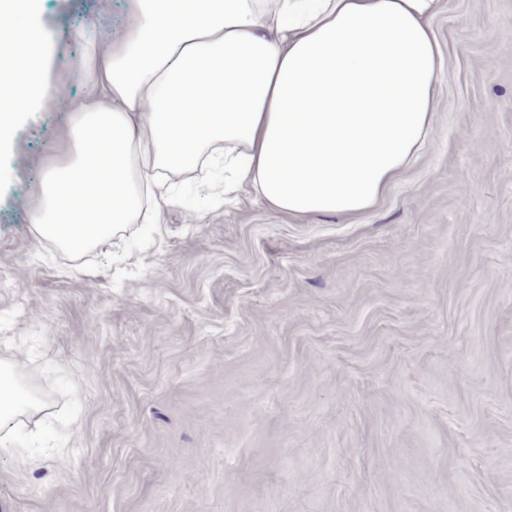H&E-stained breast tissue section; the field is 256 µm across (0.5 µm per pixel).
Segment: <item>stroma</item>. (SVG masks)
I'll return each mask as SVG.
<instances>
[{
    "label": "stroma",
    "mask_w": 512,
    "mask_h": 512,
    "mask_svg": "<svg viewBox=\"0 0 512 512\" xmlns=\"http://www.w3.org/2000/svg\"><path fill=\"white\" fill-rule=\"evenodd\" d=\"M48 0L50 80L92 23ZM419 158L375 207L272 215L180 176L157 224L89 256L29 213L69 113L0 153V362L47 410L0 447V512H512V0H446ZM36 449V462L20 463Z\"/></svg>",
    "instance_id": "stroma-1"
}]
</instances>
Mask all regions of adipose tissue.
<instances>
[{"instance_id": "obj_1", "label": "adipose tissue", "mask_w": 512, "mask_h": 512, "mask_svg": "<svg viewBox=\"0 0 512 512\" xmlns=\"http://www.w3.org/2000/svg\"><path fill=\"white\" fill-rule=\"evenodd\" d=\"M125 37L92 52L45 166L33 233L80 254L155 224L171 173L223 166L277 215L371 208L418 157L438 112L432 22L444 0H137ZM42 0H0V148L58 91ZM0 365V435L45 401Z\"/></svg>"}]
</instances>
